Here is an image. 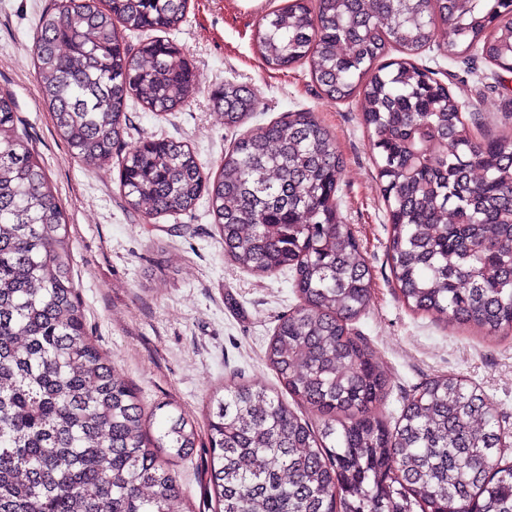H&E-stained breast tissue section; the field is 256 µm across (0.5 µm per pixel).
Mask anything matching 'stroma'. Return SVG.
<instances>
[{
	"label": "stroma",
	"mask_w": 512,
	"mask_h": 512,
	"mask_svg": "<svg viewBox=\"0 0 512 512\" xmlns=\"http://www.w3.org/2000/svg\"><path fill=\"white\" fill-rule=\"evenodd\" d=\"M284 2L188 0L186 21L171 38L194 59L198 88L187 105L163 118L129 102L126 143L166 137L187 144L213 175L239 135L225 126L212 99L224 82L252 94L248 127L286 112L313 113L342 157L338 209L370 268V304L350 329L367 339L389 376L378 415L395 423L417 386L458 375L496 403L501 429L512 441V332L487 339L476 328L437 321L403 303L387 255V203L359 101L324 97L308 66L269 68L253 47L255 28ZM51 3L0 0V90L12 95L61 201L90 336L138 391L145 411L168 403L193 420L197 446L171 467L183 489L184 512H213L206 405L214 392L236 382L277 386L265 351L279 316L297 302L292 279L285 271L257 276L226 258L207 203L175 218L147 216L122 198L117 162L90 168L73 157L54 130L33 66L38 19ZM415 61L436 70L452 94L467 102L463 118L470 131L512 137V92L495 88L494 69L480 52L454 61L433 46Z\"/></svg>",
	"instance_id": "1"
}]
</instances>
